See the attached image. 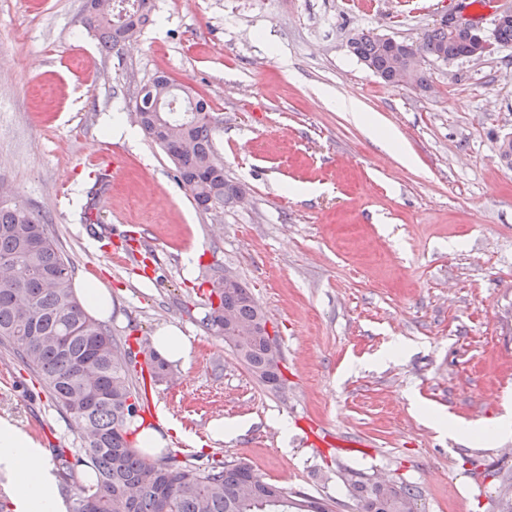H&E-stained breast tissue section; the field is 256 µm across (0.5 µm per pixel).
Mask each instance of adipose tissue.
Segmentation results:
<instances>
[{
  "instance_id": "adipose-tissue-1",
  "label": "adipose tissue",
  "mask_w": 512,
  "mask_h": 512,
  "mask_svg": "<svg viewBox=\"0 0 512 512\" xmlns=\"http://www.w3.org/2000/svg\"><path fill=\"white\" fill-rule=\"evenodd\" d=\"M0 471L15 478L18 512H60L54 477L42 449L6 420H0Z\"/></svg>"
}]
</instances>
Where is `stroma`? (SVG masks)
Segmentation results:
<instances>
[{"mask_svg":"<svg viewBox=\"0 0 512 512\" xmlns=\"http://www.w3.org/2000/svg\"><path fill=\"white\" fill-rule=\"evenodd\" d=\"M84 5L0 0V184L47 222L75 275L111 292L115 340L136 351L164 325L189 337L186 361L148 391L147 422L182 429L153 461L244 458L267 481L335 499L336 512H355L348 471L412 485L415 512H497L512 436L463 443L423 410L490 426L512 391V162L500 155L512 45L426 62L419 88L384 83L348 39L364 29L414 41L448 12L487 23L512 0H153L139 36L109 52ZM161 73L223 118L217 148L244 204L203 212L150 138L104 134L105 117L130 112ZM324 91L357 99L396 147ZM224 269L277 333L280 390L203 322L208 281ZM0 418L47 452L85 444L2 346ZM219 418L242 432L212 440ZM327 429L360 447L328 446Z\"/></svg>","mask_w":512,"mask_h":512,"instance_id":"35a3bbf8","label":"stroma"}]
</instances>
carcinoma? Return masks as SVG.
Segmentation results:
<instances>
[{
	"label": "carcinoma",
	"instance_id": "cac0c4a2",
	"mask_svg": "<svg viewBox=\"0 0 512 512\" xmlns=\"http://www.w3.org/2000/svg\"><path fill=\"white\" fill-rule=\"evenodd\" d=\"M152 0H132L138 9L121 15L116 0H86V22L99 44L110 50L140 32ZM493 39L512 45V19L493 26ZM420 41L438 61L470 59L471 45L434 25ZM350 51L382 81L394 83L397 67L409 68L390 41L360 31L348 41ZM189 112H143L141 131L172 161L175 178L203 212L238 203L241 187L224 178V160L215 147L220 120L198 94L182 89ZM11 190L0 186V344L37 373L51 399L76 426L88 431L83 453L54 449L62 490L73 493L69 512H332L320 502L264 480L247 462L216 460L204 468L174 456L161 463L146 459L128 441L142 417L146 395L136 391L131 372L133 352L118 344L101 322L90 317L73 292V269L34 213L9 205ZM206 327L224 339L261 383L272 390L283 385L275 363L280 350L265 338L267 317L241 281L211 278ZM230 312L233 325L224 323ZM252 337L238 339L240 328ZM153 378H168L170 364L150 354ZM92 469L91 483L75 480L76 467ZM349 493L359 512H413L415 494L408 485L378 484L350 473Z\"/></svg>",
	"mask_w": 512,
	"mask_h": 512
}]
</instances>
